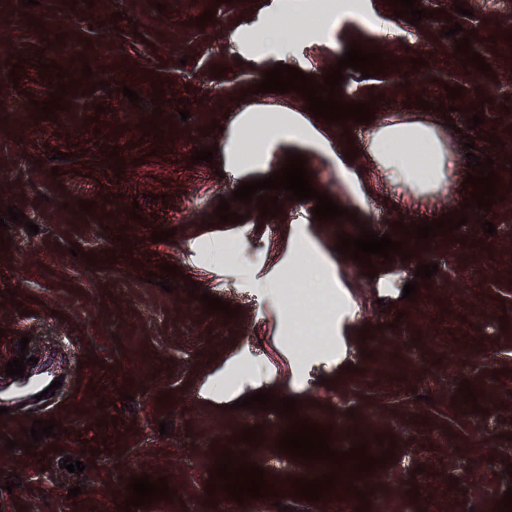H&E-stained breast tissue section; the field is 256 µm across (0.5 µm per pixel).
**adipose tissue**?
<instances>
[{"instance_id": "adipose-tissue-1", "label": "adipose tissue", "mask_w": 512, "mask_h": 512, "mask_svg": "<svg viewBox=\"0 0 512 512\" xmlns=\"http://www.w3.org/2000/svg\"><path fill=\"white\" fill-rule=\"evenodd\" d=\"M364 9L359 0H326L311 10L306 18V34L321 37L342 14L358 16ZM288 15V0H273L262 30L234 32L232 38L252 53L265 56L275 53L281 60L296 58L299 38L288 32L283 21ZM288 139L306 146L317 143L327 146L324 135L296 113L285 112L261 126L246 122L234 130L224 143L229 155H242L251 161L265 152L268 142ZM374 152L382 167L394 181L406 185L417 196H426L447 185L453 160L446 152L435 129L428 124L396 125L382 129L375 138Z\"/></svg>"}]
</instances>
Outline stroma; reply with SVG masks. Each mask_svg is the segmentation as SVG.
I'll list each match as a JSON object with an SVG mask.
<instances>
[{
  "label": "stroma",
  "mask_w": 512,
  "mask_h": 512,
  "mask_svg": "<svg viewBox=\"0 0 512 512\" xmlns=\"http://www.w3.org/2000/svg\"><path fill=\"white\" fill-rule=\"evenodd\" d=\"M454 2L418 0L432 15L412 25L386 0H367L393 21L390 35L345 16L325 38L302 39L296 67L319 80L353 42L389 61L370 78L345 69L342 100L374 101L375 118L342 124L312 119L298 92L255 93L278 59L256 60L228 35L261 28L270 0H222L202 27L196 0H111L106 9L84 0L28 7L0 0V210L16 207L39 227L32 234L14 222L0 234V512H121L131 477L143 474L166 479L172 496L134 512H279L283 505L288 512H498L512 486V0H465L464 16ZM454 21L471 30V49L490 74L462 65L447 35ZM18 54L25 65L15 71L9 59ZM43 62L58 63L78 83L53 121L39 119L35 107L59 83L42 77ZM124 85L139 105L121 94ZM450 86L461 87L460 98H448ZM158 87L165 91L159 116ZM419 97L425 106L416 105ZM18 101L26 105L22 124ZM281 105L312 119L330 140L350 173L345 189H337L322 152L285 140L255 162L225 157L226 131L244 111L263 116ZM474 105L483 107L484 122L472 129ZM396 118L426 119L444 133L455 162L448 188L419 199L388 181L369 150ZM151 119L163 138L141 129ZM470 141L479 158L493 159L505 206L486 213L469 206L463 146ZM204 147L213 149L212 162H192ZM57 150L65 159L53 160ZM291 153L305 156L314 188L393 240L402 238L391 228L397 221L407 226L460 208L468 221L427 243H407L410 259H376L377 274L368 277L363 264L335 250L350 220L316 221L314 201L283 194L273 218L233 200L238 185L275 173ZM115 161L117 176L109 172ZM224 198L242 222H220ZM83 200L91 211L80 210ZM485 220L495 234L484 233ZM164 229L173 237L152 242ZM121 231L126 240H118ZM305 236L333 275L342 307L338 323L324 329L325 344L302 355L296 338L304 315L289 291ZM74 246L80 256H72ZM90 254L96 263L87 262ZM165 262L180 272L168 291L147 281ZM429 262L437 273L416 279L417 266ZM412 280L419 289L411 301L402 293ZM195 285L237 316L206 313L190 295ZM23 351L35 364L23 377L6 376L7 362ZM45 362L62 385L37 400L32 391ZM464 380L481 383L480 412L463 403ZM265 389L295 398L299 418L331 426L343 448L393 450L392 460L358 481L365 500L342 488L317 501L297 496L292 479L318 472L269 441L281 415L233 407ZM50 418L61 432L24 449L33 421ZM255 425L260 443L238 441ZM10 439L19 443L12 451ZM226 448L262 467L276 497L208 496ZM68 456L83 462V473L61 469ZM12 472L20 485L8 492ZM74 486L81 492L72 498Z\"/></svg>",
  "instance_id": "1"
}]
</instances>
